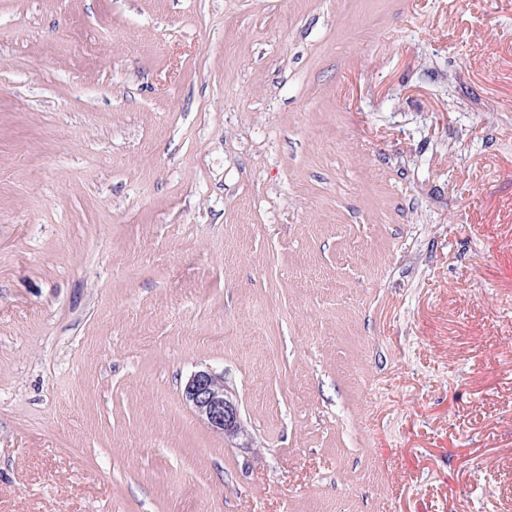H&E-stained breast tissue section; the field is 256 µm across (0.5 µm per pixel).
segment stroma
Segmentation results:
<instances>
[{"mask_svg":"<svg viewBox=\"0 0 512 512\" xmlns=\"http://www.w3.org/2000/svg\"><path fill=\"white\" fill-rule=\"evenodd\" d=\"M0 512H512V0H0ZM185 400L196 415L214 432L233 437L240 432L238 404L224 386V378L210 369L195 371L188 378Z\"/></svg>","mask_w":512,"mask_h":512,"instance_id":"35a3bbf8","label":"stroma"}]
</instances>
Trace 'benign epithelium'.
I'll use <instances>...</instances> for the list:
<instances>
[{
    "label": "benign epithelium",
    "mask_w": 512,
    "mask_h": 512,
    "mask_svg": "<svg viewBox=\"0 0 512 512\" xmlns=\"http://www.w3.org/2000/svg\"><path fill=\"white\" fill-rule=\"evenodd\" d=\"M183 394L196 415L212 431L229 437L240 432L238 404L224 386V377L209 369L198 370L188 378Z\"/></svg>",
    "instance_id": "1"
}]
</instances>
